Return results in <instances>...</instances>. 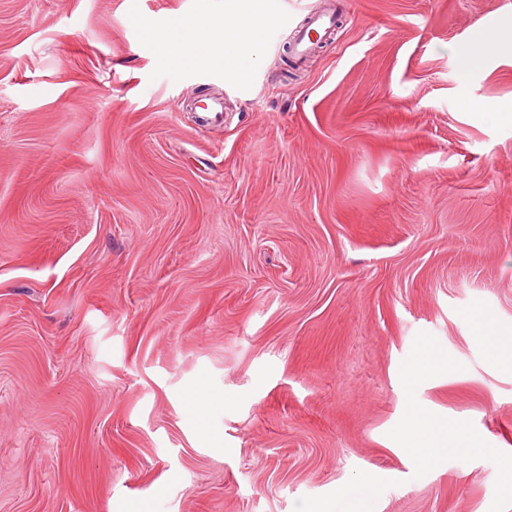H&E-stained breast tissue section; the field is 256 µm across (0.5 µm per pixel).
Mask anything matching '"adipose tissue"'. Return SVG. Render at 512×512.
I'll use <instances>...</instances> for the list:
<instances>
[{"label":"adipose tissue","mask_w":512,"mask_h":512,"mask_svg":"<svg viewBox=\"0 0 512 512\" xmlns=\"http://www.w3.org/2000/svg\"><path fill=\"white\" fill-rule=\"evenodd\" d=\"M278 13L277 0H236L233 20L224 27L196 20L178 24L167 35L171 56L185 63L209 56L223 58L229 81L245 83L259 55L260 36Z\"/></svg>","instance_id":"ef3b65f1"}]
</instances>
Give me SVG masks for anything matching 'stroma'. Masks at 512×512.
<instances>
[{
    "label": "stroma",
    "mask_w": 512,
    "mask_h": 512,
    "mask_svg": "<svg viewBox=\"0 0 512 512\" xmlns=\"http://www.w3.org/2000/svg\"><path fill=\"white\" fill-rule=\"evenodd\" d=\"M324 3L0 0V512H512V0ZM277 0H236L233 21L222 28L198 20L179 23L168 33L170 57L196 63L208 56L224 58V73L231 83H245L259 55L260 36L278 17ZM194 48L188 54V48ZM333 23V18L331 14L329 15H315L311 14L307 17V22L304 24V27L300 31L298 37L299 40L295 45V53L297 55H302L307 50V43L314 41V38L318 40V36L321 30H328L335 25ZM297 37V38H298ZM512 52V27L495 30L479 37L467 50L469 62L477 61L484 56Z\"/></svg>",
    "instance_id": "stroma-1"
}]
</instances>
